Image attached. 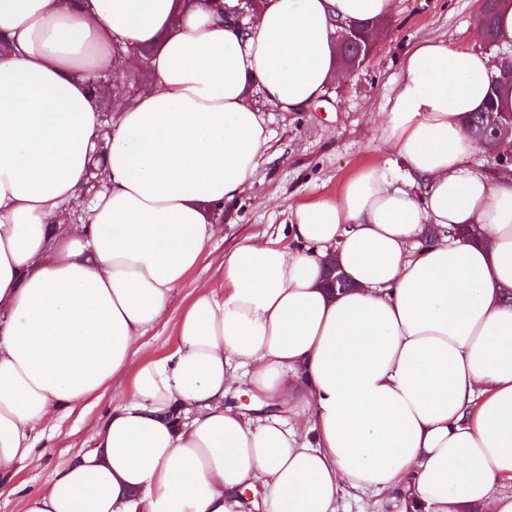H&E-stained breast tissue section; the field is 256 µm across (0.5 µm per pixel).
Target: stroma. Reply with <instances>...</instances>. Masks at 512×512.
Instances as JSON below:
<instances>
[{"label": "stroma", "mask_w": 512, "mask_h": 512, "mask_svg": "<svg viewBox=\"0 0 512 512\" xmlns=\"http://www.w3.org/2000/svg\"><path fill=\"white\" fill-rule=\"evenodd\" d=\"M481 5V0H395V12L362 68L348 80L331 84L317 104L289 112L271 109L269 148L252 188L237 200L215 206L214 216L224 233L206 245L199 265L174 292L167 322L141 338L143 356L158 359L175 350L173 323L195 284L207 282L216 293H223L218 268L237 246L254 235L277 237L296 205L340 194L363 166L399 162L397 152L382 141V126L403 75L405 51L423 40H444L461 48L475 45ZM131 388V373L118 375L97 404L40 427L43 460L21 469L18 482L28 490L43 487L53 469L68 462L79 448L91 447L92 429L105 408L123 402Z\"/></svg>", "instance_id": "stroma-1"}]
</instances>
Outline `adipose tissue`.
<instances>
[{
    "instance_id": "1",
    "label": "adipose tissue",
    "mask_w": 512,
    "mask_h": 512,
    "mask_svg": "<svg viewBox=\"0 0 512 512\" xmlns=\"http://www.w3.org/2000/svg\"><path fill=\"white\" fill-rule=\"evenodd\" d=\"M0 0V496L40 460L36 430L132 372L93 449L23 512H338L349 488L388 512H512V175L472 169L468 129L497 59L406 50L383 137L409 166L369 164L295 207L292 245L252 239L197 285L177 349L136 343L224 227L210 205L252 184L270 132L253 97L320 101L346 73V28L395 0ZM152 50L150 83L105 123L100 78ZM105 179L87 185L99 145ZM90 201L81 214L70 205ZM447 236L421 242L425 225ZM478 226L481 244L453 237ZM353 279L329 294L325 260ZM251 398L302 425L249 418Z\"/></svg>"
}]
</instances>
